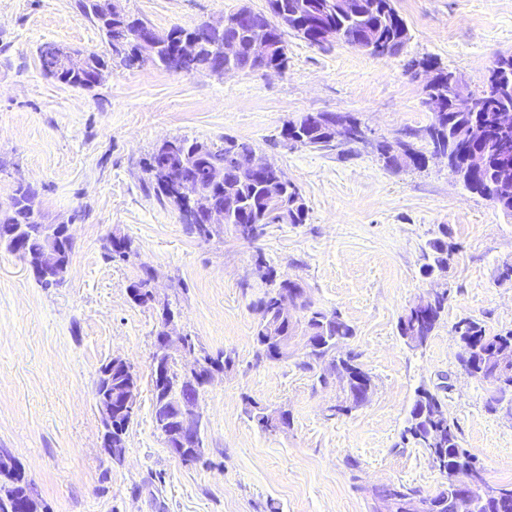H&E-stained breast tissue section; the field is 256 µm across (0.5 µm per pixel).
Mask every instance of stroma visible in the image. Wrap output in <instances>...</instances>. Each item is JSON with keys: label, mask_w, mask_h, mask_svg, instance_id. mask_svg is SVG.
<instances>
[{"label": "stroma", "mask_w": 512, "mask_h": 512, "mask_svg": "<svg viewBox=\"0 0 512 512\" xmlns=\"http://www.w3.org/2000/svg\"><path fill=\"white\" fill-rule=\"evenodd\" d=\"M165 31L218 20L267 0H118ZM412 39L403 54L374 57L345 43L321 49L285 32L284 71L175 73L152 63L113 66L100 84L74 88L44 74L42 44L108 50L76 0H0V206L16 180L40 195L49 217L75 215L66 282L44 288L0 248V448L24 470L50 512H370V491L401 484L421 495L442 483L425 451L402 436L418 388L436 393L486 479L512 484V393L466 373L454 327L465 318L492 334L512 330V216L467 191L447 162L384 167L375 149L289 146L281 136L302 112H348L393 141L431 114L409 61L432 58L479 91L494 58L512 53V0H395ZM232 137L262 152L309 207L303 224H274L248 242L232 229L208 240L158 201L141 163L166 139ZM125 236L129 260H107L105 239ZM453 247L445 273L423 277L430 239ZM278 278L301 281L311 301L354 329L341 347L374 382L369 402L330 415L341 396L322 366L306 369L297 340L282 360L259 356L254 302ZM156 274L158 303L132 302L141 265ZM447 291L425 346L398 320L419 296ZM177 330L233 362L199 397L204 461L185 464L154 423L151 359L161 303ZM130 361L140 408L122 460L100 448L95 384L102 363ZM285 409L276 432L250 404Z\"/></svg>", "instance_id": "stroma-1"}]
</instances>
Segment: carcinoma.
I'll list each match as a JSON object with an SVG mask.
<instances>
[{
  "mask_svg": "<svg viewBox=\"0 0 512 512\" xmlns=\"http://www.w3.org/2000/svg\"><path fill=\"white\" fill-rule=\"evenodd\" d=\"M355 11L343 15L336 10V0H268V11H249V15L240 18L238 13L226 16L227 25L222 30L209 28L205 25L191 29L173 26L168 30L170 41L183 37H192L199 43L196 55L181 63V71L190 72L208 69L220 58V48L224 40L232 38L239 44V54L234 67L239 71H251L256 62L249 54L251 30L255 27L266 29L278 44L280 54L273 60L274 66L284 70L288 66V49L284 39V31L278 18L290 15L289 30L314 45L319 40L318 30L326 25L336 31L338 40L349 41L362 36L371 39L372 56H396L410 42L411 34L404 18L394 6V0H354ZM79 9L89 17L102 32L109 47L111 56L120 59L121 63L132 67L138 62L135 48L129 40L128 33L137 27L141 19L129 17L124 21L111 18L107 0H78ZM430 64L437 71V83L434 90L441 98V109L432 113V120L427 125L430 140L426 145L434 150L452 149L455 164H465L470 153H482L488 159V166L472 174L464 183L467 190L489 200L497 202V206L512 216V183L506 188L496 184V174L503 162H512V130L501 132L494 127L496 115L502 111L512 110V55L499 56L488 70L482 90L476 95L480 108L475 112H458L453 105L456 91V72L445 69L438 63L427 59L417 64ZM323 113L303 112L287 126L300 137V146L327 149L332 147L331 136L326 127L319 122ZM406 159L400 161L390 154V144L383 143L379 147L380 158L390 169L414 168L422 169L427 163V151L407 144ZM253 147L245 142H237L231 138L224 142L210 143L203 166L197 168L195 176L203 179L211 169L224 170V183L212 188V197L223 199L226 194L236 195L240 202L239 211L233 220L253 238L257 239L266 233L272 224L280 223L274 215L273 204L298 197L297 207L288 208V223L303 224L308 217V206L298 188L294 184H283L273 175L251 176L246 170V161ZM157 161L156 153H151L142 164L154 194L161 200L172 205L177 202L172 197V189L152 177V169ZM12 210L3 214L9 224H23V246L32 254L41 252L45 240L38 225L32 221L33 207L41 205L38 193L32 187L18 185L11 195ZM425 252L427 263L423 266V274L431 276L435 269L448 263L452 247L448 242L436 238L427 243ZM270 291L265 293L255 305L260 318L254 330V341L260 352L270 359H275L272 345L266 337L276 336L284 328L278 322L276 297L273 292L287 289L284 282H275L273 270H268ZM448 297L438 296L434 300L431 315L425 316L408 309L398 322V330L402 337H412L417 345L427 343L436 329L441 314L445 309ZM300 320L310 326L320 336V348L307 354L309 363L330 360L334 370L343 381L347 396L354 397L359 390L357 372L362 370L353 357L336 354L338 345L350 339L354 334L353 327L348 324L339 312H326L308 302L302 311ZM459 340H469L476 347L475 361L470 365L472 375L483 379L489 378L495 369L506 366L512 369V331L506 334L487 333L478 321L464 319L455 325ZM129 388V378L118 365L112 367V379L106 393L112 400L120 399ZM441 401L437 394L428 389L417 392L410 408L403 438L413 441L429 454L435 468L442 475V487L451 491L456 481L465 477H476L479 484L474 486L476 512H512V487L492 485L483 476V467L470 451L464 448L457 436L455 428L446 418ZM132 422L129 416H123L113 423L112 445L124 447L125 434ZM417 498L414 490L403 485L394 486L390 501L383 506L384 512H409L411 500ZM425 512H450L448 499L444 492L437 491L425 498Z\"/></svg>",
  "mask_w": 512,
  "mask_h": 512,
  "instance_id": "obj_1",
  "label": "carcinoma"
}]
</instances>
